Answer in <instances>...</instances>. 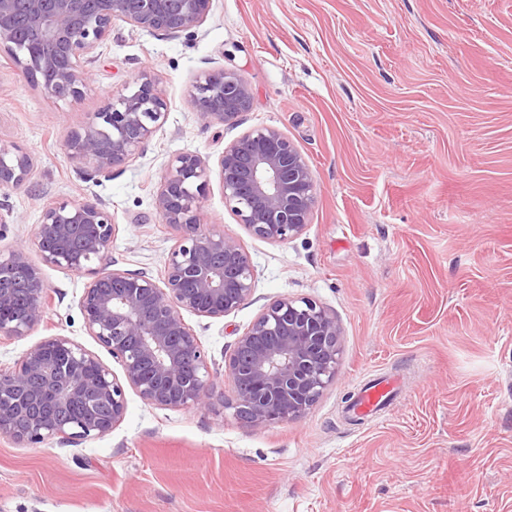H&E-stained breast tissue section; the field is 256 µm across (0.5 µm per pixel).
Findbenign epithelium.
<instances>
[{
    "label": "benign epithelium",
    "instance_id": "benign-epithelium-1",
    "mask_svg": "<svg viewBox=\"0 0 512 512\" xmlns=\"http://www.w3.org/2000/svg\"><path fill=\"white\" fill-rule=\"evenodd\" d=\"M213 0H0V51L18 74L55 98L79 99L89 68L120 20L162 35L191 33L207 19ZM202 126H234L251 104L240 74L205 73L191 94ZM166 102L140 73L131 90L67 132L64 148L88 176H108L142 151L163 123ZM29 155L0 147V190L23 186ZM211 170L185 153L168 165L154 203L176 232L161 279L116 267L117 225L100 202L46 205L32 241L41 265L87 278L79 300L86 332L120 365L122 376L65 336L48 337L16 365L0 371V437L24 448L54 439L81 443L104 436L127 412L125 387L163 408L205 406L217 374L185 321L187 312L219 319L253 295L248 252L233 237L208 230L200 201ZM224 201L249 233L286 243L302 233L316 201V182L300 150L280 130L254 128L224 147L218 160ZM50 303L40 265L27 248L0 254V337L25 336L43 322ZM341 328L310 298L268 303L225 357L236 417L253 428L304 417L334 382Z\"/></svg>",
    "mask_w": 512,
    "mask_h": 512
}]
</instances>
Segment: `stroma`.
Segmentation results:
<instances>
[{"mask_svg":"<svg viewBox=\"0 0 512 512\" xmlns=\"http://www.w3.org/2000/svg\"><path fill=\"white\" fill-rule=\"evenodd\" d=\"M234 71L252 104L234 126L202 127L190 90ZM80 100L51 98L0 53V146L32 160L0 192V252L29 244L54 201H100L120 268L164 273L175 233L154 194L181 153L216 168L224 146L271 126L306 158L317 199L303 233L252 236L218 176L205 224L237 239L254 294L221 319L186 315L224 400L160 408L127 390L111 433L21 448L0 437V512H512V0H213L191 34L118 21ZM166 103L143 153L83 180L64 149L140 72ZM43 325L0 340V370L62 335L115 361L84 329L86 279L43 267ZM308 297L338 320L336 380L308 414L267 428L238 420L224 358L262 308ZM398 384L377 415L348 407L365 384Z\"/></svg>","mask_w":512,"mask_h":512,"instance_id":"1","label":"stroma"}]
</instances>
